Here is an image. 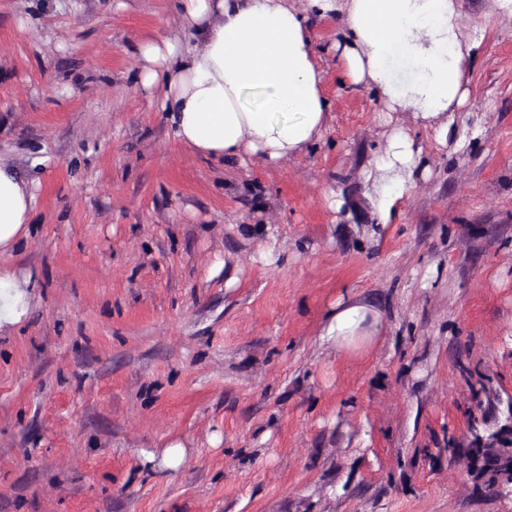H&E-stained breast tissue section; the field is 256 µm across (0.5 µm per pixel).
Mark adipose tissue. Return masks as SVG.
Segmentation results:
<instances>
[{
    "mask_svg": "<svg viewBox=\"0 0 512 512\" xmlns=\"http://www.w3.org/2000/svg\"><path fill=\"white\" fill-rule=\"evenodd\" d=\"M188 36L140 48L139 81L161 89L175 138L223 161L257 157L276 166L309 152L323 137L331 104L322 90L311 18L340 27L331 50L350 85L375 91L387 111L406 112L446 144L454 114L469 101L466 70L477 41L465 37L460 0H177ZM411 74L403 78L399 67ZM422 147L404 129L367 170V197L390 223L413 189ZM34 183L0 161V256L12 254L33 222ZM31 276L0 266V334L29 319ZM383 334L380 313L344 298L322 336L354 353Z\"/></svg>",
    "mask_w": 512,
    "mask_h": 512,
    "instance_id": "ef3b65f1",
    "label": "adipose tissue"
}]
</instances>
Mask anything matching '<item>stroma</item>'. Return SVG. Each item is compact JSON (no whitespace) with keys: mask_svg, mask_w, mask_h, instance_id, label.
Wrapping results in <instances>:
<instances>
[{"mask_svg":"<svg viewBox=\"0 0 512 512\" xmlns=\"http://www.w3.org/2000/svg\"><path fill=\"white\" fill-rule=\"evenodd\" d=\"M461 4L447 144L342 82L316 19L332 117L270 167L178 144L140 87L174 0H0V157L37 186L0 258L37 280L0 335V512H512L482 472L512 457V19ZM395 127L423 169L381 224L362 175ZM348 295L384 324L356 355L321 337Z\"/></svg>","mask_w":512,"mask_h":512,"instance_id":"obj_1","label":"stroma"}]
</instances>
